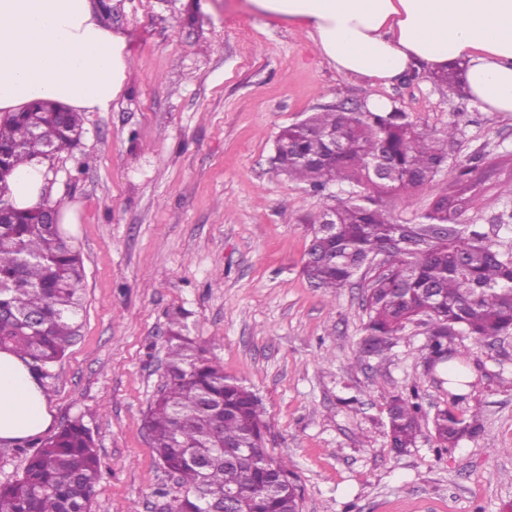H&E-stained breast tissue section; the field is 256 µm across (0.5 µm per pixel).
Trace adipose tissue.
Here are the masks:
<instances>
[{
  "label": "adipose tissue",
  "instance_id": "ef3b65f1",
  "mask_svg": "<svg viewBox=\"0 0 512 512\" xmlns=\"http://www.w3.org/2000/svg\"><path fill=\"white\" fill-rule=\"evenodd\" d=\"M304 28L342 74L390 85L420 68L465 64L464 88L488 112H512V0H250ZM132 55L92 0H0V112L52 100L105 111L121 94ZM48 165L30 161L10 184L17 208L40 206ZM43 388L12 350H0V445L47 431Z\"/></svg>",
  "mask_w": 512,
  "mask_h": 512
}]
</instances>
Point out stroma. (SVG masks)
Segmentation results:
<instances>
[{"instance_id":"stroma-1","label":"stroma","mask_w":512,"mask_h":512,"mask_svg":"<svg viewBox=\"0 0 512 512\" xmlns=\"http://www.w3.org/2000/svg\"><path fill=\"white\" fill-rule=\"evenodd\" d=\"M133 68L119 98L83 115L80 144L59 153L44 202L73 213L83 308L73 344L45 379L51 432L74 419L102 465L91 512H166L183 487L156 457L145 416L166 381L169 319L262 401L265 448L287 459L302 512H512V331L478 344L449 336L468 370L448 393L428 329L407 323L388 359L365 356L369 280L332 294L302 273L307 225L323 196L269 169L279 131L311 112L370 98L431 131L455 122L448 162L429 189L384 197L415 224L455 189L454 165L479 158L484 198L463 219L498 233L512 200V112H487L430 70L387 86L340 74L307 32L257 13L250 0H101ZM418 391L422 434L395 451L391 397ZM480 411L479 435L443 448L437 409Z\"/></svg>"}]
</instances>
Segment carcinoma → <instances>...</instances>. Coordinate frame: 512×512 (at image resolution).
I'll return each instance as SVG.
<instances>
[{"mask_svg": "<svg viewBox=\"0 0 512 512\" xmlns=\"http://www.w3.org/2000/svg\"><path fill=\"white\" fill-rule=\"evenodd\" d=\"M433 81L461 84L455 64L435 72ZM55 103L37 101L23 112L0 115V161L15 171L32 157H45L73 145L81 131L78 112H52ZM336 132V157L323 160L325 132ZM457 133L448 123L442 133L428 131L397 109L353 112L326 108L302 124L281 130L271 159L276 173L299 180L319 195L340 186L334 196L336 223L309 225L303 272L318 287L336 294L366 263L387 256V268L371 279L363 353L381 360L392 339L412 317L429 327L437 359H448L441 338L470 336L481 343L512 330V250L462 215L480 199L481 177L473 160L456 165L458 203H434L409 230L422 238L410 253L399 242L401 227L379 204V195L408 199L429 188L445 142ZM387 151L397 174L392 181L370 182L372 165ZM83 262L65 239L62 224L17 210L0 224V349L16 352L38 379L50 376L73 340L82 308ZM167 382L150 406L147 429L158 459L186 488L175 512H209L228 488L238 490L236 512H301V489L288 463L265 449L267 423L260 399L224 376L203 357L170 318ZM418 392L394 396L388 405L391 445L415 446L420 435ZM437 441L448 446L479 430L477 415L446 408L433 418ZM249 448L253 461L235 465L221 459V448ZM101 475L95 442L74 420L28 456L22 476L0 484V512H90Z\"/></svg>", "mask_w": 512, "mask_h": 512, "instance_id": "carcinoma-1", "label": "carcinoma"}]
</instances>
